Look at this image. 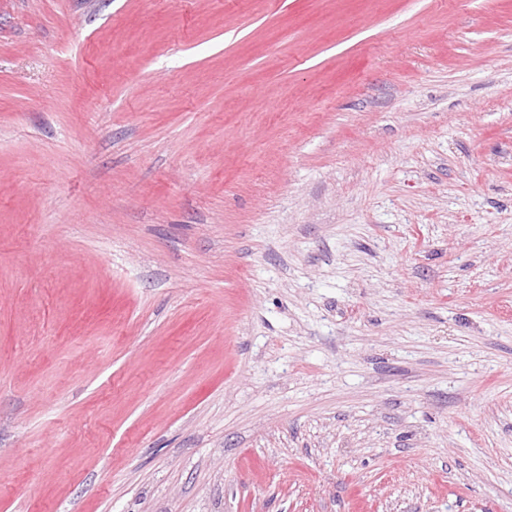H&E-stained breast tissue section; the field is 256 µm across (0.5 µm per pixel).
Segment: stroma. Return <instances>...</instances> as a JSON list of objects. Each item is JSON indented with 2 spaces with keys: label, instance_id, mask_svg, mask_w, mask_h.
<instances>
[{
  "label": "stroma",
  "instance_id": "obj_1",
  "mask_svg": "<svg viewBox=\"0 0 512 512\" xmlns=\"http://www.w3.org/2000/svg\"><path fill=\"white\" fill-rule=\"evenodd\" d=\"M0 512H512V0H0Z\"/></svg>",
  "mask_w": 512,
  "mask_h": 512
}]
</instances>
